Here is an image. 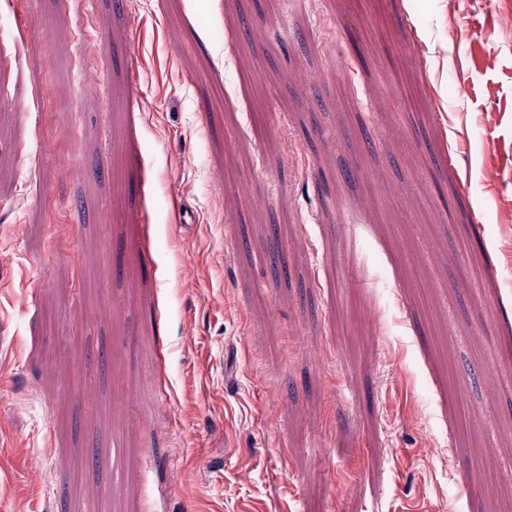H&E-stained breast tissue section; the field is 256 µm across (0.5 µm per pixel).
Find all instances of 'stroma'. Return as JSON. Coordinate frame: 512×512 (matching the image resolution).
<instances>
[{"label":"stroma","mask_w":512,"mask_h":512,"mask_svg":"<svg viewBox=\"0 0 512 512\" xmlns=\"http://www.w3.org/2000/svg\"><path fill=\"white\" fill-rule=\"evenodd\" d=\"M85 504L512 512V5L0 0V512Z\"/></svg>","instance_id":"obj_1"}]
</instances>
